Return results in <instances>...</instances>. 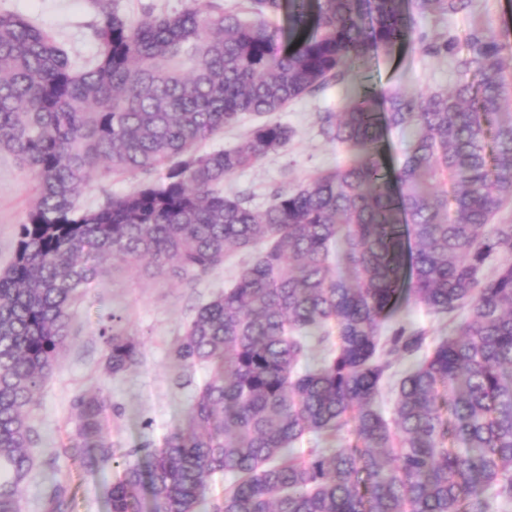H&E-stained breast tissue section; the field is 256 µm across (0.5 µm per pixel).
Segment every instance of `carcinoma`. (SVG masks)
Listing matches in <instances>:
<instances>
[{"label":"carcinoma","mask_w":512,"mask_h":512,"mask_svg":"<svg viewBox=\"0 0 512 512\" xmlns=\"http://www.w3.org/2000/svg\"><path fill=\"white\" fill-rule=\"evenodd\" d=\"M97 55L77 66L29 19L0 12V153L35 184L17 246L0 269V512H20L34 459L29 410L67 347L74 302L95 273L147 260L156 272L204 274L233 250H257L234 284L201 305L173 344L180 366L205 365L184 419L161 448L117 461L102 393L76 395L59 453L87 473L119 464L109 512H493L512 503V28L472 24L419 42L448 55L450 91L360 84L320 134L352 152L262 207L224 191L232 174L284 149L291 102L344 82L411 41L405 0H251L250 16L207 0L136 23L115 0ZM420 15L471 11L472 0H415ZM283 12L273 28L268 14ZM266 116L230 149L199 152L245 114ZM410 138L398 168L387 131ZM165 168L160 182L150 180ZM143 177L94 208L77 203L92 174ZM414 302L448 335L400 316ZM116 376L142 344L112 327ZM323 347L304 369L307 339ZM392 418L377 403L386 384ZM326 449L297 452L305 435ZM215 475L233 479L220 500ZM65 481L43 512H73Z\"/></svg>","instance_id":"cac0c4a2"}]
</instances>
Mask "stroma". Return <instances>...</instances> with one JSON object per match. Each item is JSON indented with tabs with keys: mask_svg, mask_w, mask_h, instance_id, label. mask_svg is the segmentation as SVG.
Masks as SVG:
<instances>
[{
	"mask_svg": "<svg viewBox=\"0 0 512 512\" xmlns=\"http://www.w3.org/2000/svg\"><path fill=\"white\" fill-rule=\"evenodd\" d=\"M23 15L41 26L68 51L72 59L95 57L98 43L92 29L98 21L90 0H0V11ZM364 74L388 89L429 92L451 88L458 79L448 57L424 54L411 43L368 61ZM329 84L292 102L278 121L295 131L288 146L260 163L239 171L225 182L228 190L250 196L252 204L265 203L279 188L293 187L305 178L344 165L348 153L319 132L317 115L334 112L356 86ZM33 184L12 157L0 154V268L12 259L18 227L26 219ZM250 259L231 253L224 265L194 280L172 273H154L146 264L121 270L103 264L75 307L73 332L60 366L42 387L30 411L37 433L33 448L35 468L23 490V512H42L43 491L52 481L69 478L76 491L75 512H108L104 487L118 471H80L59 448L72 431L70 402L83 391L109 394L113 409L105 414V429L119 460L135 461V450L150 443L162 447L169 430L185 415L199 385L208 377L206 367L173 368L168 351L183 335L196 309L229 287ZM142 343L140 362L124 374L110 376L104 367L105 343L101 334L111 317Z\"/></svg>",
	"mask_w": 512,
	"mask_h": 512,
	"instance_id": "1",
	"label": "stroma"
}]
</instances>
